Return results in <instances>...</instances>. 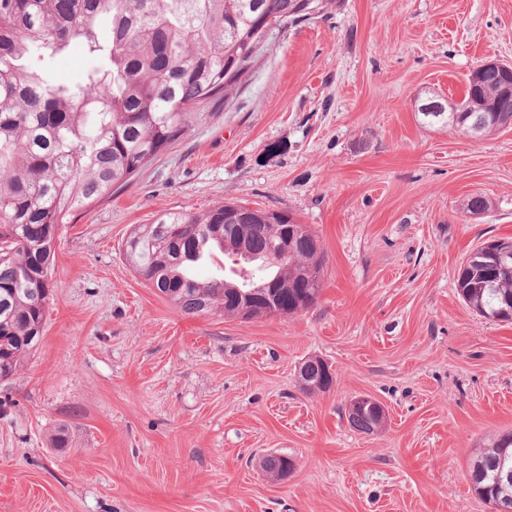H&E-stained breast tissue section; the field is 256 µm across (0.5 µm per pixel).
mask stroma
I'll return each mask as SVG.
<instances>
[{"label": "stroma", "instance_id": "35a3bbf8", "mask_svg": "<svg viewBox=\"0 0 512 512\" xmlns=\"http://www.w3.org/2000/svg\"><path fill=\"white\" fill-rule=\"evenodd\" d=\"M488 59L512 64V0H334L270 31L225 97L61 226L41 341L0 381V512H493L469 468L512 432V324L456 276L512 237V128L474 139L416 103L462 100ZM223 202L316 235L313 306L186 316L125 262L134 225ZM310 357L329 390L301 388ZM361 395L385 410L371 434L345 415ZM299 380H309L318 384L316 389H310L309 391H325L331 387L333 376L327 373L326 363L322 359L310 357L300 366Z\"/></svg>", "mask_w": 512, "mask_h": 512}]
</instances>
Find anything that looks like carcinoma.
<instances>
[{
	"label": "carcinoma",
	"instance_id": "1",
	"mask_svg": "<svg viewBox=\"0 0 512 512\" xmlns=\"http://www.w3.org/2000/svg\"><path fill=\"white\" fill-rule=\"evenodd\" d=\"M311 17L296 0H0V379L17 373L45 324L61 225L112 196L184 131L191 111L228 91L251 67L264 21L293 25ZM78 42L86 67L76 83L54 79L53 66ZM504 75L468 83L461 103L493 112H450L453 102L422 110L425 124L475 122L497 132L512 117L498 90ZM175 211L136 224L123 253L130 268L183 315L266 317L311 307L321 288L317 237L286 211L275 223H224V207ZM286 224L297 232L290 254L272 255ZM243 254L262 274L246 279L195 277L215 251ZM457 288L479 316L512 322V276L491 255L463 263ZM299 379L325 391L322 359L308 358ZM376 415L349 419L368 432ZM512 433L477 449L469 474L486 502L512 512Z\"/></svg>",
	"mask_w": 512,
	"mask_h": 512
}]
</instances>
